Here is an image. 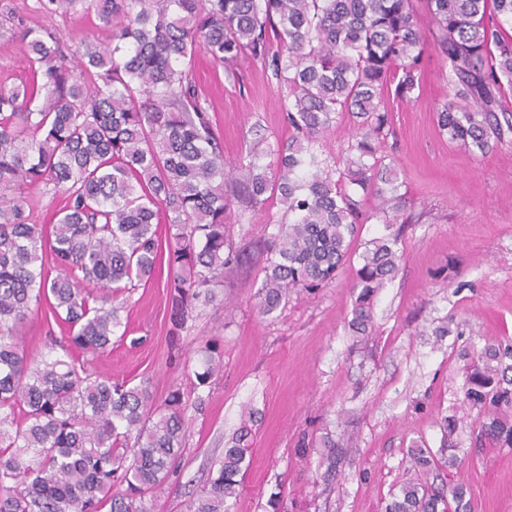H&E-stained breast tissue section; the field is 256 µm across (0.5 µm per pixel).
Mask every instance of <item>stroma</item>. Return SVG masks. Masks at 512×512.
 I'll return each instance as SVG.
<instances>
[{"instance_id":"stroma-1","label":"stroma","mask_w":512,"mask_h":512,"mask_svg":"<svg viewBox=\"0 0 512 512\" xmlns=\"http://www.w3.org/2000/svg\"><path fill=\"white\" fill-rule=\"evenodd\" d=\"M23 26L51 29L72 49L109 35L91 13L47 14L36 0H0V86L27 74L17 39ZM193 83L225 158L247 157L262 138L290 137L283 92L264 65L243 61L231 78L200 54ZM449 93L431 47L419 89L406 100L386 97L393 132L383 150L401 184L404 223L400 270L374 302L373 336H352L348 322L358 254L384 231L375 219L363 224L355 255L336 280L292 295L266 317L257 309L263 275L256 264L228 272L216 301L177 336L170 332L165 272L131 293L124 341L94 359L92 370L116 381H149L160 402L172 389L189 390L183 361L206 340H217L224 363L187 435L182 477L152 500L151 512H187L251 409V465L234 512H272L275 493L288 512H384L391 493L417 477L410 443L439 450L444 415L457 422L460 461L448 476L468 488L470 512H512V448L478 440V412L462 391L465 353L512 342V145L479 156L449 143L435 120ZM281 217L275 205L257 215L234 204L233 238L251 245L273 233ZM441 325L449 334L439 339L434 330ZM326 436L343 448L329 481L319 450L306 455L298 446Z\"/></svg>"}]
</instances>
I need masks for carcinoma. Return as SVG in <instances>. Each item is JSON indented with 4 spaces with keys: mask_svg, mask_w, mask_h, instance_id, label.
Listing matches in <instances>:
<instances>
[{
    "mask_svg": "<svg viewBox=\"0 0 512 512\" xmlns=\"http://www.w3.org/2000/svg\"><path fill=\"white\" fill-rule=\"evenodd\" d=\"M51 14L95 13L112 36L70 53L48 29L20 42L28 81L0 87V512H151L179 478L176 460L200 390L224 364L212 339L198 350L193 401L178 388L156 403L147 383L114 382L89 357L121 341L117 298L166 262L172 332L215 298L224 273L247 262L226 217L234 184L246 207L275 203L288 222L262 244L258 310L336 278L360 225L388 233L367 242L348 326L373 334V300L399 270L401 195L382 144L391 134L388 86L419 87L428 41L448 67L454 98L436 111L448 142L482 156L512 142V0H39ZM435 26L427 36L420 13ZM232 74L250 58L284 90L286 142L265 166L228 163L192 85L198 51ZM354 134L345 156L315 151L337 116ZM53 186L64 204L31 224L24 189ZM42 314L46 351L24 348L23 325ZM465 399L481 436L512 447V344L489 345L467 364ZM255 412L226 443L187 512H232L250 461ZM420 479L392 494L385 512H467L466 489L438 480L442 459L409 449Z\"/></svg>",
    "mask_w": 512,
    "mask_h": 512,
    "instance_id": "1",
    "label": "carcinoma"
}]
</instances>
